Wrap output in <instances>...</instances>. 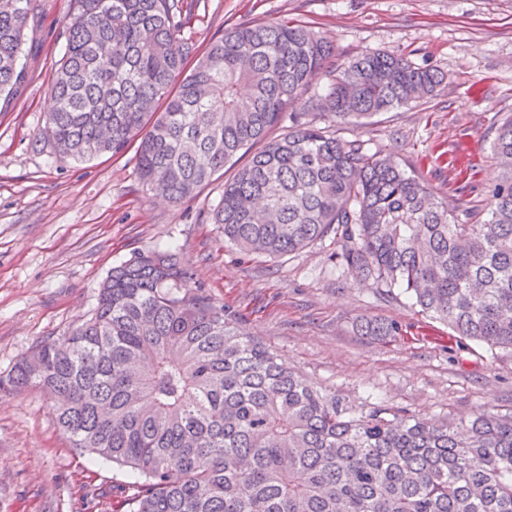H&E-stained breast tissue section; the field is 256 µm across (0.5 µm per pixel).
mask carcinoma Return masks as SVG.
<instances>
[{
	"label": "carcinoma",
	"mask_w": 512,
	"mask_h": 512,
	"mask_svg": "<svg viewBox=\"0 0 512 512\" xmlns=\"http://www.w3.org/2000/svg\"><path fill=\"white\" fill-rule=\"evenodd\" d=\"M188 23L184 0H71L46 128L57 152L134 144L143 189L173 203L229 164L211 213L224 240L278 257L332 237L357 284L402 288L455 337L512 357V115L486 217L463 223L394 157L298 109L359 127L444 73L387 51L330 67L331 46L288 20L227 30L189 67ZM36 27L33 0H0V95L23 83ZM355 330L399 335L380 318ZM3 387L41 393L78 454L130 469L128 512H512V411L356 412L239 333L173 246L113 267L91 317Z\"/></svg>",
	"instance_id": "1"
}]
</instances>
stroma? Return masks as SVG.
Segmentation results:
<instances>
[{
	"label": "stroma",
	"instance_id": "1",
	"mask_svg": "<svg viewBox=\"0 0 512 512\" xmlns=\"http://www.w3.org/2000/svg\"><path fill=\"white\" fill-rule=\"evenodd\" d=\"M186 32L205 46L243 24L288 18L312 26L336 56L395 51L448 77L435 96L340 125L395 154L458 216L481 212L497 181L492 142L512 114V0H185ZM40 23L18 92L0 96V376L39 342L92 313L112 267L174 244L197 285L242 332L355 410L376 404L459 420L512 409V359L450 337L399 288L361 287L323 239L277 258L225 243L212 210L216 174L193 200L151 196L134 150L88 162L60 157L44 134L65 49L70 0H36ZM398 324L399 336L356 335L355 318ZM126 468L78 455L37 393L0 391V512H121Z\"/></svg>",
	"mask_w": 512,
	"mask_h": 512
}]
</instances>
